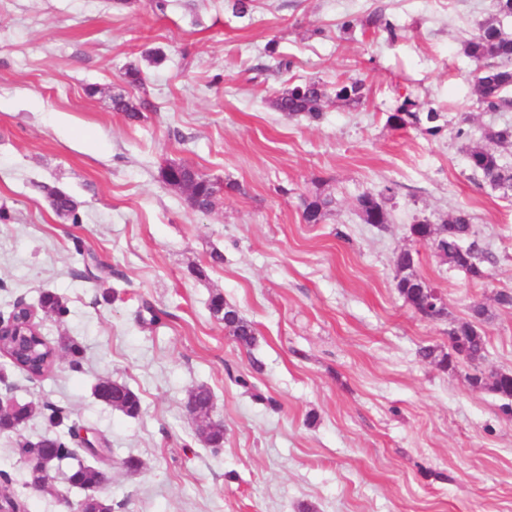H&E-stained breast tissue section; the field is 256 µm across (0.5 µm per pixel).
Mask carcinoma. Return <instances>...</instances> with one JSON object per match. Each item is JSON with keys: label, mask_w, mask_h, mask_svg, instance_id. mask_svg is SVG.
Listing matches in <instances>:
<instances>
[{"label": "carcinoma", "mask_w": 512, "mask_h": 512, "mask_svg": "<svg viewBox=\"0 0 512 512\" xmlns=\"http://www.w3.org/2000/svg\"><path fill=\"white\" fill-rule=\"evenodd\" d=\"M498 18L484 24L476 34L465 41V55L477 65L472 81L477 100L485 109L499 112L512 107V99L508 91L512 90V33L504 31L501 19L512 17V0H496ZM336 99L345 102H359L365 96V84L356 79L348 78L336 83L334 89ZM327 91L324 86L313 79L303 80L282 91L273 100L274 107L290 117L302 116L312 122L322 118L324 100ZM416 102L405 100L388 116V122L395 127L411 126L423 134L436 137L448 127L444 115L430 108L426 112L415 110ZM112 108L123 112L128 118H140V110L129 99L119 94L112 97ZM484 138L497 144L512 145V124L492 128ZM466 161L472 174L481 178L490 187L501 184L512 186V164L503 156L485 148L471 147L467 150ZM162 177L170 185L185 187L190 190L191 206L202 212H208L215 206L216 190L214 184L196 169L181 163H173L162 171ZM55 212L78 223L76 204L65 193L53 190L50 192ZM333 204V199L319 194H312L302 199V218L307 224H318L326 216ZM357 206L364 221L376 226H384L389 221L385 208L384 194L362 195L357 199ZM410 231L421 237L423 241H431L436 249L443 251L448 264L456 262L464 254L468 262L469 279L481 280L485 277L484 263L487 261L485 250L473 235L472 216L458 211L451 217L447 225L434 227L431 224H413ZM394 265L397 268L395 288L411 305L417 306L424 296L425 281L416 272V262L407 251L395 254ZM40 308L46 314L62 317L67 313L61 297L53 292H44L40 297ZM210 310L214 317L224 322V330L246 347L256 342L253 324L245 319L232 305L224 301V297L216 295L211 299ZM487 318V309L477 304L470 309L469 318L457 322L460 332L456 335L457 344L468 353V362L478 363L484 359L485 338L481 324ZM59 358L57 348L42 336H32L26 341V349L19 360V369L26 373L38 372L42 375L50 372ZM474 380L486 389L499 395L506 404L503 410L512 413V378L486 375L481 371ZM98 399L107 401V405L134 417L140 413L141 402L138 395L126 384L109 378L99 380L94 387ZM194 400L193 416L198 422V432L207 445L219 448L224 444V430L213 425L209 404L211 392L206 388L197 389ZM35 408L25 404L15 413H5L0 417V426L5 433L16 434L15 452L22 457L37 451L46 456H56L63 460L73 455L70 440L73 427L66 424L67 415L50 421L51 431L37 442H32L20 434L25 423L32 417ZM104 471L95 465H79L70 471L68 482L83 491L90 501L84 503L87 512H112V506L99 496L100 485L103 483Z\"/></svg>", "instance_id": "obj_1"}]
</instances>
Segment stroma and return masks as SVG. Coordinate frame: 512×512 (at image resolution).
Wrapping results in <instances>:
<instances>
[{
    "label": "stroma",
    "mask_w": 512,
    "mask_h": 512,
    "mask_svg": "<svg viewBox=\"0 0 512 512\" xmlns=\"http://www.w3.org/2000/svg\"><path fill=\"white\" fill-rule=\"evenodd\" d=\"M377 11L396 37L368 26ZM495 14V0H251L241 16L231 0H0V314L55 292L68 312H38L41 332L81 351L40 378L0 356V396L108 440L113 512H512V415L471 387L469 363L419 355L447 350L480 303L482 367L512 372V308L496 302L512 292V199L466 163L484 129L512 123L479 106L464 54ZM349 18L361 27L343 30ZM347 77L364 81L361 103L332 96ZM301 79L330 91L320 122L273 105ZM119 92L140 119L113 111ZM407 98L451 127L388 124ZM170 163L222 185L210 212L164 181ZM387 186L388 224L364 223L358 198ZM51 189L78 222L55 214ZM315 192L333 206L307 224L301 199ZM460 210L491 258L479 282L410 233ZM404 249L446 297L444 318L398 294ZM217 294L252 322L254 346L213 317ZM104 378L139 396L137 416L94 396ZM200 386L223 447L187 410ZM87 459L59 462L37 491L0 435V489L27 512H65L82 497L66 476Z\"/></svg>",
    "instance_id": "1"
}]
</instances>
